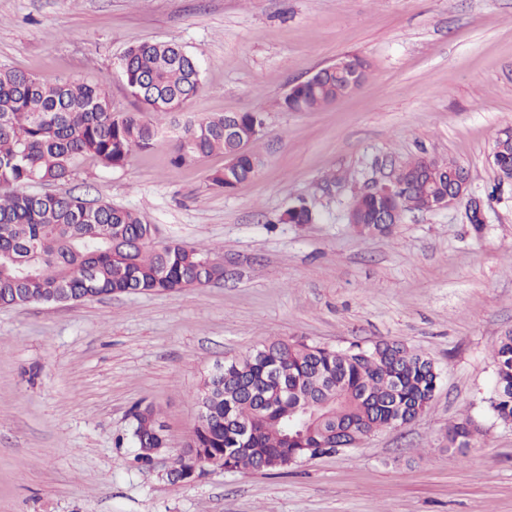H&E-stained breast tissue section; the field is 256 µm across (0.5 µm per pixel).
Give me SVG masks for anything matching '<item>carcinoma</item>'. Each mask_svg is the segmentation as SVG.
Masks as SVG:
<instances>
[{"label":"carcinoma","mask_w":512,"mask_h":512,"mask_svg":"<svg viewBox=\"0 0 512 512\" xmlns=\"http://www.w3.org/2000/svg\"><path fill=\"white\" fill-rule=\"evenodd\" d=\"M117 68L134 110L112 109L101 83L68 78L43 79L0 66V307L31 303L79 302L94 295L174 292L208 285L203 265L210 251L157 240L155 225L133 209L79 195L30 194L22 187L64 183L86 163L122 168L138 151L174 131L175 165L213 154L231 156L233 168L216 169L210 184L231 191L253 179L261 157L241 149V139L224 135L233 122L252 136L264 125L260 112L215 114L176 121L197 95L202 80L197 60L182 46L164 41L129 45ZM348 94L345 74L326 67L316 80L291 88L284 97L295 112L321 109ZM498 170L512 174V140L495 141ZM406 168L424 169L398 193L353 198L369 222L380 210L404 206L420 210L428 191L441 190L458 171L453 160L419 157ZM304 207L279 221L308 224ZM495 384L489 407L512 423V330L494 346ZM439 369L432 360L396 341L335 349L305 341H272L254 353L227 361L204 380L198 392V423L172 472L208 457L235 471L275 472L296 460L336 453L362 435L391 427L399 416L413 420L435 397ZM309 411V424L288 433V416ZM128 442L133 461L148 463L167 446L159 412L137 406ZM473 421L448 427V449L463 457L475 439Z\"/></svg>","instance_id":"cac0c4a2"}]
</instances>
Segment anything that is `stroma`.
Segmentation results:
<instances>
[{
    "mask_svg": "<svg viewBox=\"0 0 512 512\" xmlns=\"http://www.w3.org/2000/svg\"><path fill=\"white\" fill-rule=\"evenodd\" d=\"M199 61L189 115L258 111V174L233 191L224 159L174 166L172 135L118 169L87 165L60 191L125 206L160 240L205 245L224 278L204 288L0 308V512H512V424L488 407L493 348L512 329V181L493 163L512 127V0H0V65L106 83L137 41ZM345 54L363 84L316 112L292 86ZM420 156L452 159L483 204L359 234L353 197ZM306 202L310 224L277 218ZM345 349L398 340L442 371L430 409L357 447L285 473L211 469L170 480L198 421V389L226 361L274 341ZM168 446L146 465L117 447L137 404ZM479 430L466 459L448 428Z\"/></svg>",
    "mask_w": 512,
    "mask_h": 512,
    "instance_id": "1",
    "label": "stroma"
}]
</instances>
